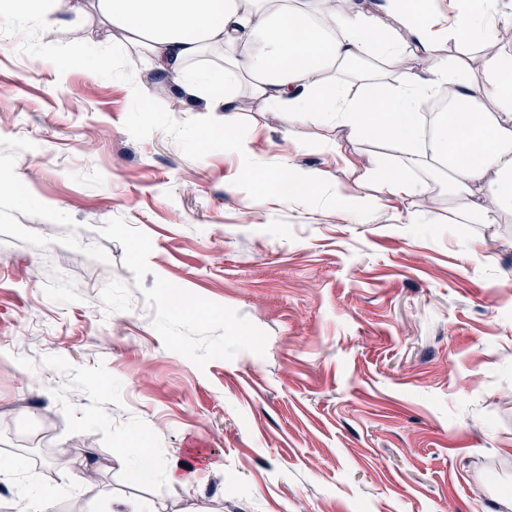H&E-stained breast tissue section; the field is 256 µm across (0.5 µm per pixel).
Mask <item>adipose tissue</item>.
Wrapping results in <instances>:
<instances>
[{"label":"adipose tissue","mask_w":512,"mask_h":512,"mask_svg":"<svg viewBox=\"0 0 512 512\" xmlns=\"http://www.w3.org/2000/svg\"><path fill=\"white\" fill-rule=\"evenodd\" d=\"M0 0V15L39 21L45 34L83 33L89 14L112 36L151 59L160 84L205 100L215 125L232 130L240 90L265 111L284 112L289 127L333 125L350 138L377 139L386 155L364 177L381 182L417 223L429 182L414 170L448 171L450 209L471 224L497 223L512 212V42L498 32V0ZM268 32L253 52L255 28ZM469 39H462V32ZM454 42L457 55H438ZM221 51L210 69L197 62ZM379 59L351 93L341 74L354 59ZM449 97L476 119L466 130L425 100Z\"/></svg>","instance_id":"ef3b65f1"}]
</instances>
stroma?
Returning a JSON list of instances; mask_svg holds the SVG:
<instances>
[{"mask_svg": "<svg viewBox=\"0 0 512 512\" xmlns=\"http://www.w3.org/2000/svg\"><path fill=\"white\" fill-rule=\"evenodd\" d=\"M20 45L0 36V512L37 486L57 512H512V214L252 200L247 157L381 197V148L253 104L243 153L191 159L126 131L155 86L135 52L128 84ZM136 437L191 483L129 482Z\"/></svg>", "mask_w": 512, "mask_h": 512, "instance_id": "stroma-1", "label": "stroma"}]
</instances>
